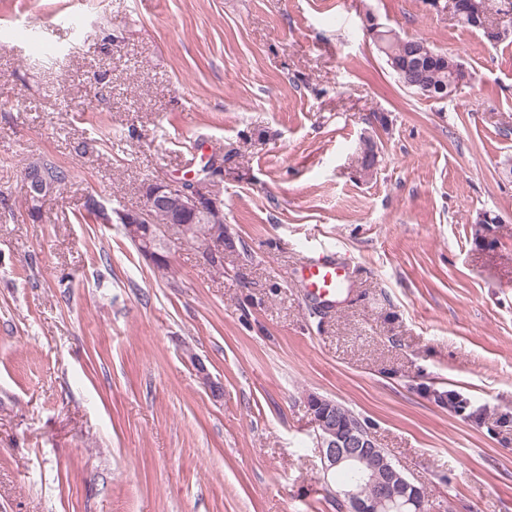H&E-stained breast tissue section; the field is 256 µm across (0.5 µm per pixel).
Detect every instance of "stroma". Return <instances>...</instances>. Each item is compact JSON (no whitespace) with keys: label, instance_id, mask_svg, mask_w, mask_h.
I'll use <instances>...</instances> for the list:
<instances>
[{"label":"stroma","instance_id":"stroma-1","mask_svg":"<svg viewBox=\"0 0 512 512\" xmlns=\"http://www.w3.org/2000/svg\"><path fill=\"white\" fill-rule=\"evenodd\" d=\"M368 12L471 86L405 90ZM37 159L74 173L34 211ZM510 161L512 36L430 0H0V512H337L313 397L427 512H512ZM156 179L220 200L223 269L169 225L166 279L85 207ZM328 246L324 313L296 269ZM298 279L309 294L328 308L351 281V266L347 259L329 248L312 250L297 268Z\"/></svg>","mask_w":512,"mask_h":512}]
</instances>
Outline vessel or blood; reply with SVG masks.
Wrapping results in <instances>:
<instances>
[{
	"label": "vessel or blood",
	"instance_id": "b4317fda",
	"mask_svg": "<svg viewBox=\"0 0 512 512\" xmlns=\"http://www.w3.org/2000/svg\"><path fill=\"white\" fill-rule=\"evenodd\" d=\"M298 279L314 299L330 308L350 283L351 266L331 249L321 248L311 251L300 263Z\"/></svg>",
	"mask_w": 512,
	"mask_h": 512
}]
</instances>
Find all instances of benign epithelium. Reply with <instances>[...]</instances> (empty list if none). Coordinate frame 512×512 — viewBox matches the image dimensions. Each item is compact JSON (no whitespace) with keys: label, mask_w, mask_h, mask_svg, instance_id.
Wrapping results in <instances>:
<instances>
[{"label":"benign epithelium","mask_w":512,"mask_h":512,"mask_svg":"<svg viewBox=\"0 0 512 512\" xmlns=\"http://www.w3.org/2000/svg\"><path fill=\"white\" fill-rule=\"evenodd\" d=\"M28 196L31 202L39 203L44 195L53 190L39 172L25 173ZM191 210L210 222L222 219L219 203L199 182L160 180L145 190L144 205L129 212L127 233L137 240L152 239L144 256L154 261L158 249L166 248L160 235V225L153 223L156 211L170 213V223L184 228L180 223L181 211ZM314 433L319 448L324 475L333 474L339 468H352L360 460L368 461V467L359 471L358 480L342 485L336 496L342 512H395L397 509L413 508L414 512H425L423 489L412 483L381 452L375 439L357 428L336 425L330 410L310 408ZM373 489V495L363 498L362 485Z\"/></svg>","instance_id":"7a95c632"}]
</instances>
